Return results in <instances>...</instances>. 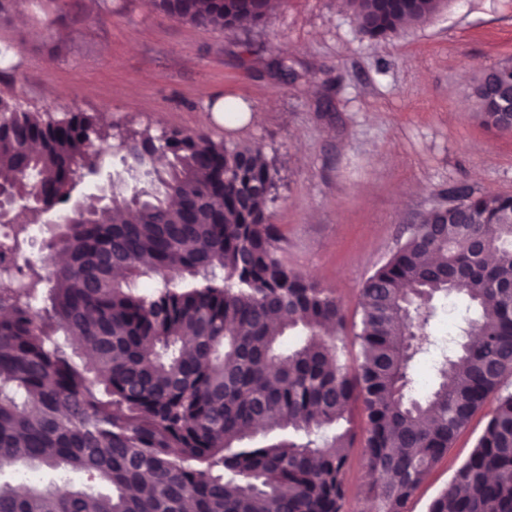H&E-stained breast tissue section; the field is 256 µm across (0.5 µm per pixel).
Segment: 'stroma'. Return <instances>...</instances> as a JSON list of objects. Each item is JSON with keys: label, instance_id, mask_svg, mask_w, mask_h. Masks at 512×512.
<instances>
[{"label": "stroma", "instance_id": "35a3bbf8", "mask_svg": "<svg viewBox=\"0 0 512 512\" xmlns=\"http://www.w3.org/2000/svg\"><path fill=\"white\" fill-rule=\"evenodd\" d=\"M1 43L17 67L0 73V96L29 111L260 146L279 172L270 208L279 257L350 311L449 188L512 194V133L481 125L471 94L485 69L512 63V0H448L426 22L372 41L359 39L346 0H280L267 24L224 32L150 0H15ZM277 56L294 80L268 73ZM227 99L243 102L246 118L219 115ZM438 307L434 343L411 364L428 389L441 346L463 325L462 302ZM494 406L476 412L407 512H428Z\"/></svg>", "mask_w": 512, "mask_h": 512}]
</instances>
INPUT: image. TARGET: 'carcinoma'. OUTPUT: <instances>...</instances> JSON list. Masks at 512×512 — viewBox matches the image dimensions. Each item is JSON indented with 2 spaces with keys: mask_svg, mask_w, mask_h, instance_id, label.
I'll list each match as a JSON object with an SVG mask.
<instances>
[{
  "mask_svg": "<svg viewBox=\"0 0 512 512\" xmlns=\"http://www.w3.org/2000/svg\"><path fill=\"white\" fill-rule=\"evenodd\" d=\"M276 2L154 5L224 31L266 22ZM445 3L349 0L369 40ZM473 95L482 125L512 132L477 83ZM110 151L116 177L73 201ZM275 177L255 145L114 134L84 112L56 120L0 97V189L24 207L0 236V470L55 472L45 488L0 483V512H343L357 410L372 508L406 512L491 396L428 512H512V195L452 188L462 209L423 215L365 279L350 322L277 255ZM47 208L62 223L35 258ZM451 295L477 312L471 338L413 397L410 362L428 352L434 299ZM297 329L302 342L281 349ZM260 426L295 437L247 444ZM495 406L491 397L476 412L468 427L457 437L448 454L432 469L406 505L407 512H427L431 500L448 484L457 468L468 458Z\"/></svg>",
  "mask_w": 512,
  "mask_h": 512,
  "instance_id": "carcinoma-1",
  "label": "carcinoma"
}]
</instances>
